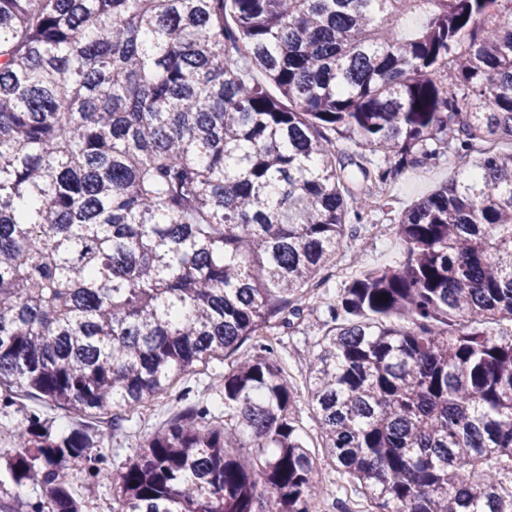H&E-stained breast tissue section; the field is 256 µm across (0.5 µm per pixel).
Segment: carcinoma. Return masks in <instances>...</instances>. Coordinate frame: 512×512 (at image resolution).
I'll use <instances>...</instances> for the list:
<instances>
[{
  "mask_svg": "<svg viewBox=\"0 0 512 512\" xmlns=\"http://www.w3.org/2000/svg\"><path fill=\"white\" fill-rule=\"evenodd\" d=\"M504 138L512 0H0V417L26 393L77 422L0 423V512H85L111 436L87 419L246 340L112 512H322L260 332L313 302L397 170L442 157L457 175L400 214L398 259L326 304L308 404L372 512H512Z\"/></svg>",
  "mask_w": 512,
  "mask_h": 512,
  "instance_id": "cac0c4a2",
  "label": "carcinoma"
}]
</instances>
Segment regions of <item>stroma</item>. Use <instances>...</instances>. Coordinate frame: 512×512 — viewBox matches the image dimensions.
I'll list each match as a JSON object with an SVG mask.
<instances>
[{
    "label": "stroma",
    "mask_w": 512,
    "mask_h": 512,
    "mask_svg": "<svg viewBox=\"0 0 512 512\" xmlns=\"http://www.w3.org/2000/svg\"><path fill=\"white\" fill-rule=\"evenodd\" d=\"M453 174L448 161L440 159L403 169L395 175L387 206L369 212L359 224L357 234L344 240L322 273L323 280L316 290L317 295L327 301L335 300L345 283L344 278L336 274L340 266H348L355 272L395 261L399 251L395 240L399 214L448 181ZM327 320L324 308L305 310L294 319L291 327L279 329L278 355L281 366L292 377L298 392L297 405L308 448L318 458L319 482L316 491L323 512H362L367 506L363 497L353 492L348 478L322 460L316 423L307 403V368L303 356L325 333ZM233 361V355H219L208 363L198 365L175 383L167 395L147 404L123 421L121 430L104 444L108 462L99 476L100 492L91 500L87 512H111L112 487L126 459L134 455L152 432L166 425L186 406L212 403V377L228 371Z\"/></svg>",
    "instance_id": "obj_1"
}]
</instances>
